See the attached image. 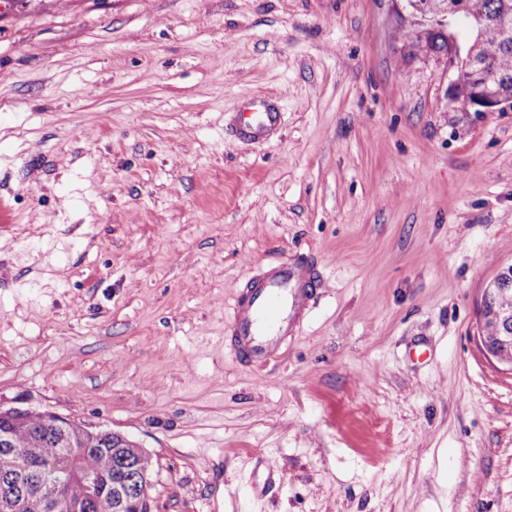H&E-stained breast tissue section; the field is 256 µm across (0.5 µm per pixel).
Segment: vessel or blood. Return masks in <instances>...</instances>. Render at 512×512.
<instances>
[{
	"label": "vessel or blood",
	"instance_id": "1",
	"mask_svg": "<svg viewBox=\"0 0 512 512\" xmlns=\"http://www.w3.org/2000/svg\"><path fill=\"white\" fill-rule=\"evenodd\" d=\"M280 119L279 112L260 100L252 111L237 116L235 131L240 139L258 141L273 134ZM322 286L311 258L277 257L265 263L233 300L224 325L225 345L247 364L277 362Z\"/></svg>",
	"mask_w": 512,
	"mask_h": 512
}]
</instances>
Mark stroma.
I'll return each mask as SVG.
<instances>
[{"label":"stroma","instance_id":"obj_1","mask_svg":"<svg viewBox=\"0 0 512 512\" xmlns=\"http://www.w3.org/2000/svg\"><path fill=\"white\" fill-rule=\"evenodd\" d=\"M402 0H0V408L137 441L153 512H512V108L452 99ZM283 114L231 132L254 97ZM321 295L224 347L255 266ZM284 483L254 500L257 460ZM252 106L258 112H241L235 120V131L240 139L258 141L276 131L281 112H276L265 100L257 101ZM322 287L311 258L270 260L234 298L224 325V345L247 364L277 362ZM504 268V266H502ZM501 267V268H502ZM500 268V269H501ZM502 268V269H503ZM499 269V270H500ZM502 269L497 273V275L489 280L485 287L483 288L480 306L482 302V310H481V320L479 324V336L478 339L481 343V346L485 353L494 359L499 364L506 366L509 370H512V357L508 358L504 353L503 349L507 347H511L512 349V332H508V328H510V323L512 324V310L508 309H500L495 311L490 315V317H494L498 322H500L504 327L505 331L503 335L497 336V339L494 343H489L486 341L485 336L483 335V325H484V315H483V303L490 302L491 300L496 299L501 294L507 292L510 288L512 289V282L508 288H502L505 282L508 280L507 271L502 272ZM501 274H505L504 277H500Z\"/></svg>","mask_w":512,"mask_h":512}]
</instances>
